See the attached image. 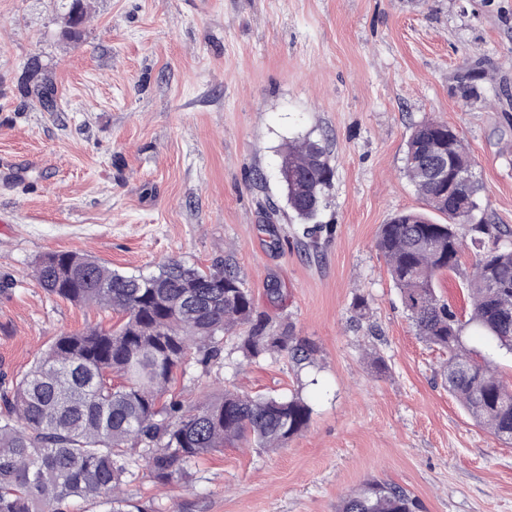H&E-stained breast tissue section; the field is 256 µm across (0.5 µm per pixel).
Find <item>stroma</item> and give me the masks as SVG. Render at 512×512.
I'll use <instances>...</instances> for the list:
<instances>
[{
  "label": "stroma",
  "mask_w": 512,
  "mask_h": 512,
  "mask_svg": "<svg viewBox=\"0 0 512 512\" xmlns=\"http://www.w3.org/2000/svg\"><path fill=\"white\" fill-rule=\"evenodd\" d=\"M63 2L0 0V393L58 336L120 320L47 294L32 276L43 254L125 273L221 261L319 353L250 360L228 336L173 394H296L311 418L284 447L224 448L165 487L136 467L123 492L141 512H339L372 479L423 512H512V444L449 395L447 355L416 336L375 247L393 214L425 208L404 165L427 119L467 145L488 222L512 226V0H84L76 39ZM467 56L483 75L466 103L453 87ZM33 59L53 110L21 92ZM306 137L335 171L315 244L279 175ZM476 257L436 283L463 319Z\"/></svg>",
  "instance_id": "35a3bbf8"
}]
</instances>
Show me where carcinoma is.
Wrapping results in <instances>:
<instances>
[{"label": "carcinoma", "instance_id": "obj_1", "mask_svg": "<svg viewBox=\"0 0 512 512\" xmlns=\"http://www.w3.org/2000/svg\"><path fill=\"white\" fill-rule=\"evenodd\" d=\"M448 149L450 162L472 168L469 149L437 120L415 125L407 141L405 175L428 211H400L381 225L376 248L399 289L415 335L448 352L442 375L448 392L494 437L512 441V386L464 343L472 325L512 354V229L485 224L484 186L477 176L453 186L430 173ZM280 173L286 202L302 234L317 243L318 221L335 176L324 145H288ZM440 214L438 223L429 213ZM495 246L478 254L465 287L470 299L461 321L435 288L443 272L459 268L465 237ZM33 275L50 295L109 308L124 321L115 329L87 327L58 337L11 391L0 395V512H70L75 502L100 512H133L121 489L144 462L152 481L170 484L226 446L281 448L308 425L311 407L299 397H254L226 389L188 404L164 398L176 370L200 356L220 358L226 333H237L251 357L288 354L312 362L316 349L268 328L238 275L214 265L202 270L168 260L158 271L120 273L89 257L53 251ZM403 487L367 481L340 512H421Z\"/></svg>", "mask_w": 512, "mask_h": 512}]
</instances>
